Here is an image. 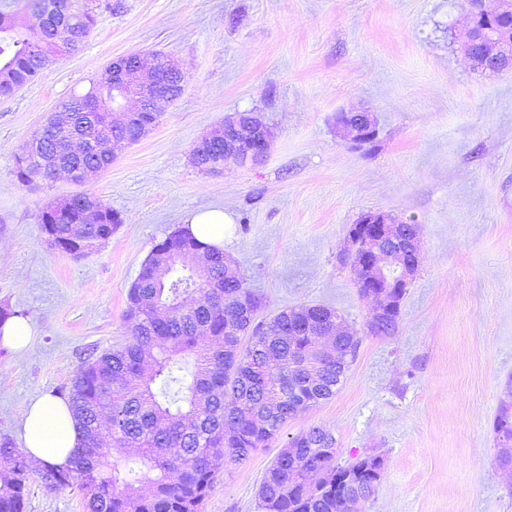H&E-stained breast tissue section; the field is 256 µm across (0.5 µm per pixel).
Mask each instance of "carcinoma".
Segmentation results:
<instances>
[{"label":"carcinoma","mask_w":512,"mask_h":512,"mask_svg":"<svg viewBox=\"0 0 512 512\" xmlns=\"http://www.w3.org/2000/svg\"><path fill=\"white\" fill-rule=\"evenodd\" d=\"M96 0H4L0 4V98L34 81L50 61L80 48L95 24ZM479 45L492 52L497 38L512 35V13ZM31 138L29 154L16 161L19 181L33 171L51 179L74 169L95 173L114 156L91 147L77 155L69 139H112L133 144L160 114L112 112V80L97 79L73 95ZM202 170L224 164V139L193 149ZM42 229L53 243L78 234L92 244L108 240L122 219L99 197L72 195L46 205ZM417 225L400 222L381 251L407 246ZM391 307L370 329L396 333L406 289H387ZM263 300L244 287L224 252L176 228L157 243L130 288L124 320L131 340L83 363L68 387L84 448L66 470L47 466L41 479L59 487L78 484L89 512H201L226 459L240 462L266 448L284 424L336 394L359 339L336 327L330 308L301 305L257 320ZM112 425L111 449L94 443ZM498 444L512 446V380L495 421ZM336 438L312 427L289 442L263 473L258 498L264 512H363L378 484L336 483ZM0 512H26L31 469L9 439L0 441Z\"/></svg>","instance_id":"carcinoma-1"}]
</instances>
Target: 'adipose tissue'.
Listing matches in <instances>:
<instances>
[{"label":"adipose tissue","mask_w":512,"mask_h":512,"mask_svg":"<svg viewBox=\"0 0 512 512\" xmlns=\"http://www.w3.org/2000/svg\"><path fill=\"white\" fill-rule=\"evenodd\" d=\"M230 221L218 209L193 211L184 218L198 240L218 248L224 245V226ZM18 437L34 462L58 468L71 466L84 445L67 401L50 394L31 399Z\"/></svg>","instance_id":"obj_1"}]
</instances>
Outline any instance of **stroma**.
Here are the masks:
<instances>
[{
    "label": "stroma",
    "mask_w": 512,
    "mask_h": 512,
    "mask_svg": "<svg viewBox=\"0 0 512 512\" xmlns=\"http://www.w3.org/2000/svg\"><path fill=\"white\" fill-rule=\"evenodd\" d=\"M467 0H112L80 51L0 99V310L38 336L0 348V438H16L29 400L61 395L83 361L130 336L128 291L153 246L188 212L221 208L224 252L261 318L302 304L337 310L359 346L336 394L288 420L270 447L230 463L202 512H262L274 456L314 426L336 462L378 456L365 512H512V471L493 429L512 379V71L473 70ZM179 60L181 96L112 164L78 183H23L16 160L47 117L86 93L112 60ZM366 110L375 140L336 127ZM275 132L260 162L204 172L192 150L234 112ZM91 193L118 212L111 238L81 255L48 243V203ZM382 211L418 224L419 268L397 331L366 329L348 233ZM27 512H86L77 486L29 485Z\"/></svg>",
    "instance_id": "obj_1"
}]
</instances>
